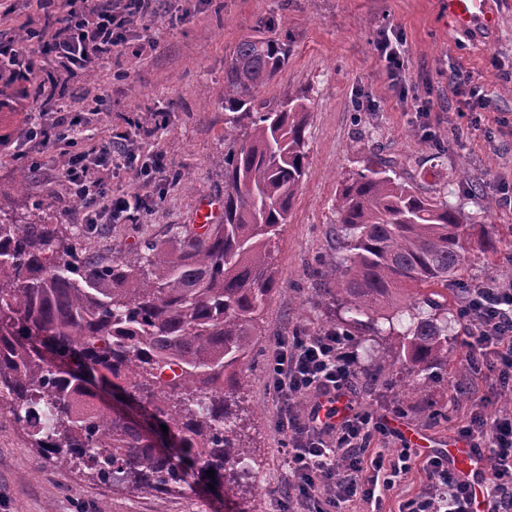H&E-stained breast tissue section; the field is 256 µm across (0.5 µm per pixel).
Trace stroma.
Wrapping results in <instances>:
<instances>
[{
  "mask_svg": "<svg viewBox=\"0 0 512 512\" xmlns=\"http://www.w3.org/2000/svg\"><path fill=\"white\" fill-rule=\"evenodd\" d=\"M499 14L496 29L459 31L441 0H163L158 18L134 20L142 32L140 55L114 50L95 73L65 77L64 103L86 122L77 138L82 147L112 135L151 127L137 140L139 163L163 152L180 180L142 182L124 169L112 185L138 196L145 216L102 224L94 238L98 251L131 257L146 240L162 239L172 227L195 228L201 203L224 201V61L246 37L277 36L288 42V63L257 93L276 100L281 91L311 98L306 132L307 174L287 224L271 243L280 291L259 319L261 336L240 413L261 468L256 476L257 512H279L287 469L285 436L277 429L276 401L268 387L267 359L277 337L295 329L317 331L328 315L319 302L329 287L313 271L341 257L336 235V199L341 181L383 158L392 175L421 191L454 190V202L471 219L464 247L466 264L448 283L452 310L461 288L490 278L512 277V0H488ZM40 0H0V35L37 27ZM391 30L401 43L405 83L392 86L387 63L375 49L379 31ZM468 72L470 86L451 82ZM368 98L371 106L358 110ZM492 106L484 110L481 99ZM434 110L429 120L416 112L420 102ZM19 86H0V207L19 213L47 200V217L70 221L72 205L58 176V150L38 155V169L25 191L16 188L20 143L26 129L39 126ZM383 341L353 345L356 379L346 395L356 408L380 422L415 434L436 452L458 444V428L470 403L457 389L470 379L463 319L448 341V368L426 395H404L400 382L372 379ZM238 502L200 485L158 499L113 493L111 487L78 478L65 469H44L13 421L0 417V512H239Z\"/></svg>",
  "mask_w": 512,
  "mask_h": 512,
  "instance_id": "1",
  "label": "stroma"
}]
</instances>
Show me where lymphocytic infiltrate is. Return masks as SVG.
Masks as SVG:
<instances>
[{
  "instance_id": "lymphocytic-infiltrate-1",
  "label": "lymphocytic infiltrate",
  "mask_w": 512,
  "mask_h": 512,
  "mask_svg": "<svg viewBox=\"0 0 512 512\" xmlns=\"http://www.w3.org/2000/svg\"><path fill=\"white\" fill-rule=\"evenodd\" d=\"M153 0H48L42 26L32 30L38 53L14 40L0 39V74L24 83L35 110L53 120L32 128L28 138L38 150L68 145L81 125L68 115L55 89L60 70L101 66L113 48L139 53L129 38L131 18L151 12ZM137 155L127 137L89 150L70 152L61 177L70 195L81 197L80 224L105 219L119 223L131 206L114 194L108 168L135 169ZM462 317L468 326L470 369L484 374L494 397L512 392V281L491 280L464 289ZM269 387L278 403L277 427L287 437L288 471L281 504L285 512H342L357 504L381 505L385 491L421 461L426 483L399 512H512V410L489 414L483 405L469 412L459 429L461 440L482 463L479 484L454 475L444 453L421 456L403 447L395 456L368 457L387 425L366 411L336 416L329 403L344 397L355 380L346 337L327 329L308 335L295 331L278 337L267 361Z\"/></svg>"
}]
</instances>
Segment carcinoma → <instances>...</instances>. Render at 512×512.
I'll use <instances>...</instances> for the list:
<instances>
[{"label":"carcinoma","mask_w":512,"mask_h":512,"mask_svg":"<svg viewBox=\"0 0 512 512\" xmlns=\"http://www.w3.org/2000/svg\"><path fill=\"white\" fill-rule=\"evenodd\" d=\"M287 63L288 42L260 37L241 40L224 66L234 113L224 119V219L206 232L178 226L144 242L145 254L115 259L95 250L92 224H49L43 202L25 216L0 207V416L52 466L153 497L181 491L197 466L214 471L225 498L256 497L258 461L230 402L245 393L258 317L280 291L271 241L308 164V96L256 101ZM337 214L343 255L320 271L336 284L325 328L352 341L385 335L375 376L404 372L427 391L448 367L461 209L381 163L342 182ZM383 309L386 331L374 318ZM99 386L140 398L150 433L103 405ZM169 440L174 454L158 449Z\"/></svg>","instance_id":"cac0c4a2"}]
</instances>
